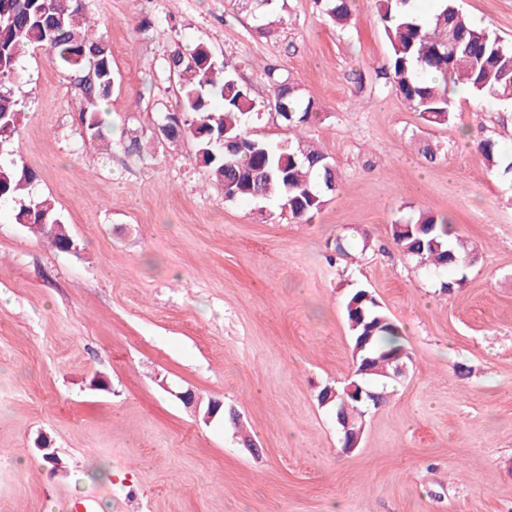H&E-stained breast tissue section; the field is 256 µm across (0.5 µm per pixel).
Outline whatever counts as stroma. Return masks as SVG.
Here are the masks:
<instances>
[{
	"mask_svg": "<svg viewBox=\"0 0 512 512\" xmlns=\"http://www.w3.org/2000/svg\"><path fill=\"white\" fill-rule=\"evenodd\" d=\"M455 3L512 47V0ZM82 4L112 44L101 137L84 132L81 76L37 52L0 152L36 173L31 199L52 197L78 246L56 252L0 208V512H73L86 497L127 512L132 496L140 512H512V174L475 151L490 139L512 152V105L460 89L435 126L374 90L390 52L374 0H355L342 29L314 0H280L270 34L235 0ZM178 42L232 63L256 101L271 96L269 65L313 100L306 134L340 182L308 222L225 200L192 141L160 134L178 109ZM422 211L473 247L462 287L440 290L396 250L392 225ZM359 288L407 357L371 382L386 400L347 452L317 395L355 375L345 304ZM186 390L239 422L203 421Z\"/></svg>",
	"mask_w": 512,
	"mask_h": 512,
	"instance_id": "stroma-1",
	"label": "stroma"
}]
</instances>
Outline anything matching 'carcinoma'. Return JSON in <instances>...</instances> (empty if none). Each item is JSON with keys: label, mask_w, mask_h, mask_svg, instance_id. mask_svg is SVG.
I'll use <instances>...</instances> for the list:
<instances>
[{"label": "carcinoma", "mask_w": 512, "mask_h": 512, "mask_svg": "<svg viewBox=\"0 0 512 512\" xmlns=\"http://www.w3.org/2000/svg\"><path fill=\"white\" fill-rule=\"evenodd\" d=\"M260 28L271 32L277 22V0H239ZM323 15L338 27L352 18L353 0H320ZM412 0H376L383 32L390 46L386 63L378 78L383 88L400 96L421 118L434 125L451 119L448 82L471 89L478 95L502 103L512 102V49L504 46L488 28L474 24L454 3L437 0L427 19L413 11ZM42 51L62 68L74 73L90 71L85 82L88 97L107 100L112 92V48L95 24L89 21L77 0H0V149L17 132L22 102L13 85L22 74L21 59ZM188 54L195 65L178 64ZM168 69L175 72L180 92V121L166 134L167 139L191 140L196 161L212 180L224 184L227 201L275 202L297 223L308 221L324 203L325 194L338 183L330 157L304 139L300 129L315 117L312 101L304 100L297 85L275 68H265L272 86L273 108L293 137L278 143L256 138L248 131L258 119L261 106L248 88L237 82L229 65L214 62L202 43L188 49L177 43L168 56ZM219 98L223 108L214 111L211 100ZM477 153L487 169L509 171L512 160L501 153L492 140L477 144ZM36 175L14 160L0 159V204L12 208L16 223L47 238L61 250L63 236L50 225L62 220L50 198L31 200L25 190ZM450 221L429 212L414 220L392 225V240L404 256L435 271L448 269L459 274L471 267L476 255L458 234L448 231ZM364 320H353L350 305H345L352 339L365 334L366 324L373 329L370 343L357 355L354 382L369 388V380L397 372L404 346L400 328L377 302L362 305ZM383 401H336L327 408L336 416L358 425L366 408Z\"/></svg>", "instance_id": "1"}]
</instances>
